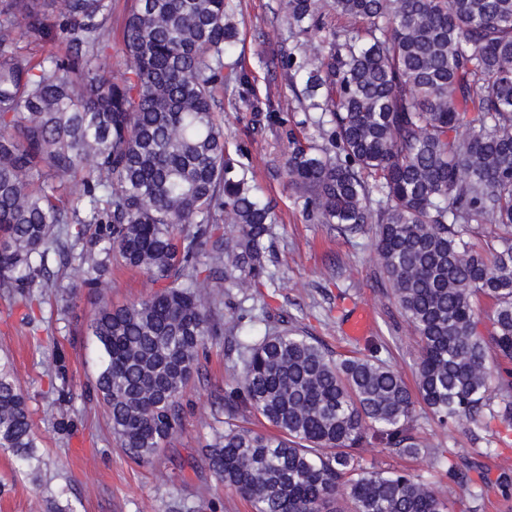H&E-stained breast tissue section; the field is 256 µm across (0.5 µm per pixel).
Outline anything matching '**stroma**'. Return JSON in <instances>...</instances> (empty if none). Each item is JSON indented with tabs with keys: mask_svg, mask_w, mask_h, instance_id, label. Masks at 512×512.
<instances>
[{
	"mask_svg": "<svg viewBox=\"0 0 512 512\" xmlns=\"http://www.w3.org/2000/svg\"><path fill=\"white\" fill-rule=\"evenodd\" d=\"M239 29L233 55L224 59V132L228 148L253 172L266 196L276 202L272 229L273 287L255 296L254 321L209 340L202 377L185 392L181 434L147 463L128 457L112 435L108 419L88 404L77 429L69 435L55 428L61 410L51 386L54 357L63 353L67 381L81 387L101 366V350L87 325L96 305L81 297L69 313H61L54 296L34 310L0 294V359H9L29 398L38 436V468L16 473L14 458L0 452V479L13 489L0 496V512H49L48 501L63 512H252L237 491L218 486L205 463L215 432L224 428V391L237 358L235 344L247 330L288 316L320 337L335 352L366 353L383 341L404 371H411L419 345L390 296L386 275L375 259L374 225L342 235L311 219L280 169L288 148V132L304 117L298 90L278 64L281 51L294 47L280 0H230ZM250 71L247 91L235 82L238 64ZM271 103V118L255 119L246 102ZM367 311L370 330L360 340L345 334L358 311ZM420 436L450 448L485 450L486 440L466 428H441L425 407L417 409Z\"/></svg>",
	"mask_w": 512,
	"mask_h": 512,
	"instance_id": "1",
	"label": "stroma"
}]
</instances>
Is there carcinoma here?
Returning a JSON list of instances; mask_svg holds the SVG:
<instances>
[{
	"label": "carcinoma",
	"mask_w": 512,
	"mask_h": 512,
	"mask_svg": "<svg viewBox=\"0 0 512 512\" xmlns=\"http://www.w3.org/2000/svg\"><path fill=\"white\" fill-rule=\"evenodd\" d=\"M0 0V290L32 300L82 292L103 354L81 391L114 438L151 461L181 431L187 385L221 335L216 288L266 283L276 204L226 146L224 56L238 41L228 0ZM291 25L321 33L280 55L327 145L289 133L288 186L320 224L376 225L373 253L420 343L415 387L376 344L343 356L293 320L238 342L224 432L206 457L253 512H449L440 490L494 488L469 450L419 436L415 403L442 427L466 422L512 449V0H284ZM27 35L60 41L40 59ZM150 291L107 298L112 265ZM77 278L57 281L53 268ZM491 303L481 313L482 300ZM257 420L266 430L245 426ZM38 437L27 395L0 363V451L23 465ZM432 451L435 479L362 463Z\"/></svg>",
	"instance_id": "obj_1"
}]
</instances>
